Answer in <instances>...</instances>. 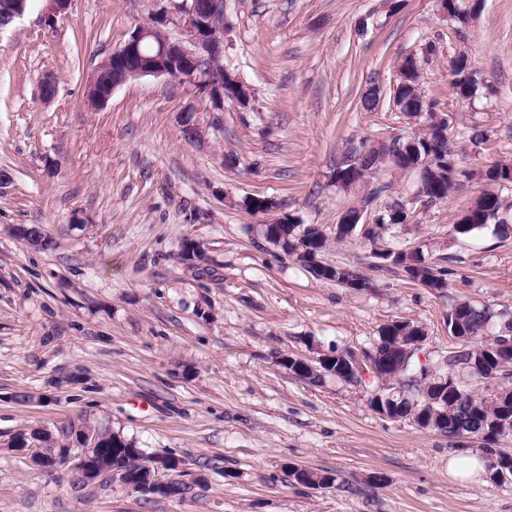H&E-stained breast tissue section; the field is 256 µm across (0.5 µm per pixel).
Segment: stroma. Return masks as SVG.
Listing matches in <instances>:
<instances>
[{"label": "stroma", "mask_w": 512, "mask_h": 512, "mask_svg": "<svg viewBox=\"0 0 512 512\" xmlns=\"http://www.w3.org/2000/svg\"><path fill=\"white\" fill-rule=\"evenodd\" d=\"M47 6L30 0L0 30V171L11 177L0 187V512H512V484L449 477L447 436L375 413L376 378L313 383L279 363L371 348L394 320L420 326L435 356L458 345L453 302L512 313V234L454 229L486 190L483 172L512 159V0H485L463 29L438 0H224V65L255 100L211 115L198 141L178 125L192 90L165 78L129 82L100 109L84 100L97 64L152 14L180 35L174 0H72L49 27ZM428 45L422 89L453 116L460 186L416 203L415 221L384 241L448 267L442 294L375 269L361 236L331 237L362 195L331 181L350 143L421 131L392 97L401 60ZM464 51L481 81L467 102L450 68ZM373 85L381 99L368 110ZM252 197L317 225L321 261L371 288L316 279L268 243L271 217L245 209ZM32 224L49 248L18 237ZM188 238L203 260L183 259ZM72 427L179 458L181 494L36 467L38 433L62 445ZM292 466L334 482L299 483Z\"/></svg>", "instance_id": "obj_1"}]
</instances>
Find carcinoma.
<instances>
[{
    "mask_svg": "<svg viewBox=\"0 0 512 512\" xmlns=\"http://www.w3.org/2000/svg\"><path fill=\"white\" fill-rule=\"evenodd\" d=\"M450 20L461 27L467 26L468 18L477 13L480 0H447ZM422 60L409 55L400 64L399 70L404 80L397 82L394 90L393 105L406 114L415 115L417 112H435L436 104L428 99L420 90L422 80ZM455 75L457 94L463 98H472L478 91V85L473 79L471 64L466 54L461 53L452 61ZM364 154L349 167L344 161H339L333 170L332 178L336 188L342 189L351 181L367 179L376 170L388 164V142L380 141L369 144L360 142ZM394 169L400 171L426 172L424 178L425 196L431 202L448 198L457 185V170L454 161L453 143L448 135L427 129L413 136V143L405 148ZM483 178L491 189L482 192L469 206L471 216L468 224L456 225L459 233H468L493 221L505 223L499 215L512 207L505 202L502 195L494 190L502 181L512 182V162L501 161L488 169ZM378 224H407L411 221V210L399 203H389V206L378 211L375 215ZM280 246L285 252L298 257L305 268L314 266L311 253H321L326 239L322 238L318 226L314 224H297L290 216L280 220ZM387 261L393 267H399L406 276L426 287L440 293L448 287L449 271L435 269L421 258H413V253L387 247ZM344 267L321 264L320 271L314 276L323 281L334 282L346 286L343 279ZM491 319L489 307H478L467 301H457L448 310V332L455 338L467 343L461 351L448 352V373H467L472 377L489 378L500 365V359H512V353L506 351L505 344L512 338V324L501 326L494 324L489 329L486 324ZM423 330L415 326L406 335L390 334L388 328H383L378 336L376 346L378 367L384 373L400 371L398 382L411 399L417 400L414 407L405 406V412L410 409L425 411L426 397L439 398L437 408L448 412V439L455 446L457 431L461 430L469 439L476 440L480 449L492 448L500 438L512 434V388H502L496 398L487 400L469 391L460 377H455L456 388L445 389L435 379H414L421 364L417 356L405 358V347L411 345ZM99 436L104 443V451L121 462L133 478L140 475L145 463L141 449L107 429L99 430Z\"/></svg>",
    "mask_w": 512,
    "mask_h": 512,
    "instance_id": "1",
    "label": "carcinoma"
}]
</instances>
